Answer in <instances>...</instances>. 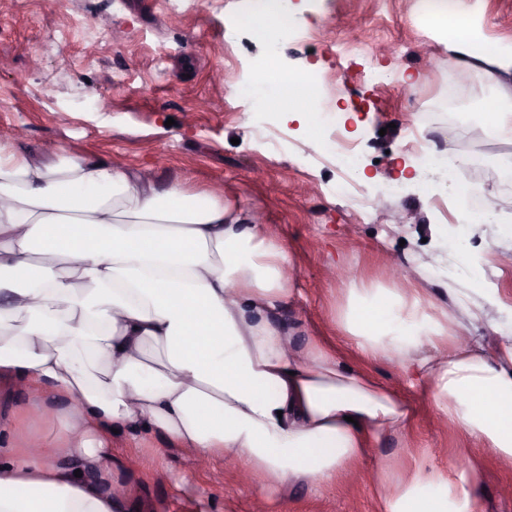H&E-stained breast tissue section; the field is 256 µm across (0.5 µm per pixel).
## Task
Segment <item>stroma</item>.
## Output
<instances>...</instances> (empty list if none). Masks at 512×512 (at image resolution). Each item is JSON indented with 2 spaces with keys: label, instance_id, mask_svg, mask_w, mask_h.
<instances>
[{
  "label": "stroma",
  "instance_id": "stroma-1",
  "mask_svg": "<svg viewBox=\"0 0 512 512\" xmlns=\"http://www.w3.org/2000/svg\"><path fill=\"white\" fill-rule=\"evenodd\" d=\"M290 2L298 33L281 45L279 62L288 72L317 71L325 80L323 96L351 112L348 136L368 175L352 193L336 190L344 172L334 154L323 151L298 165V156L314 150L297 120L255 111L228 95V87L252 79L267 53L250 30L225 31L227 18L251 13L250 0H191L179 14L168 12L164 0H0V132L20 129V142L46 161L62 143L150 171L163 184L221 192L262 213L298 271L293 297L277 319L301 323L304 335L335 345L353 369L397 384L393 366L367 363L337 325L343 279L400 288L399 271L407 267L417 287L463 316L480 295L455 255L440 247L443 236H459L470 243L484 287L495 290L504 307L498 327L477 324L475 335L491 342L498 329L512 327V265L500 261L512 249V237L502 232L503 224L512 225V184L496 182L489 190L497 223L468 226L458 225L445 191L424 194L406 184L389 193L395 164L421 155L409 134L414 111L435 115L423 141L478 160L486 170L512 145L461 118L482 101L484 74L472 73L470 84L447 98L444 46L415 0ZM456 3L486 37L512 44V0ZM116 30L122 39H113ZM345 40L359 43L356 55L339 54ZM386 45L393 54H382ZM409 75L415 83L402 86ZM263 123L287 128V150L257 139L254 129ZM364 197L374 216L368 224L360 217ZM394 210L412 214L411 223L394 225ZM336 268L343 279L332 277ZM409 394L418 415L404 435L381 442L379 455L405 448L429 466L450 467L456 435L437 420L421 387ZM162 445L156 436L118 442L134 468V512H380L363 473L318 490L291 483L263 500L224 462L199 468L176 452L152 462L149 449ZM473 459L482 512H512V469L481 451Z\"/></svg>",
  "mask_w": 512,
  "mask_h": 512
}]
</instances>
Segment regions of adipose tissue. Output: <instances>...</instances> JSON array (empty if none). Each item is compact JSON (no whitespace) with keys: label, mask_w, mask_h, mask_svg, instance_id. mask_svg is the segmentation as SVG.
Instances as JSON below:
<instances>
[{"label":"adipose tissue","mask_w":512,"mask_h":512,"mask_svg":"<svg viewBox=\"0 0 512 512\" xmlns=\"http://www.w3.org/2000/svg\"><path fill=\"white\" fill-rule=\"evenodd\" d=\"M288 0L228 27L261 34L265 65L242 92L315 110L316 91L281 73L276 50ZM446 37L448 66L472 64L493 93L479 125L512 143V50L479 30ZM291 260L242 206L181 182L57 146L35 160L0 141V386L25 396L29 417L61 432L18 439L0 423V512H126L134 492L114 479L126 459L114 432L162 436L196 460L233 462L267 497L291 482L319 488L362 470L377 446L402 434L414 407L399 386L353 371L300 324L275 322L294 293ZM336 318L367 362L395 365L424 386L464 447L512 461V331L485 292L465 317L438 312L421 288L347 281ZM381 512H481L472 469L439 471L407 453L374 466Z\"/></svg>","instance_id":"obj_1"}]
</instances>
